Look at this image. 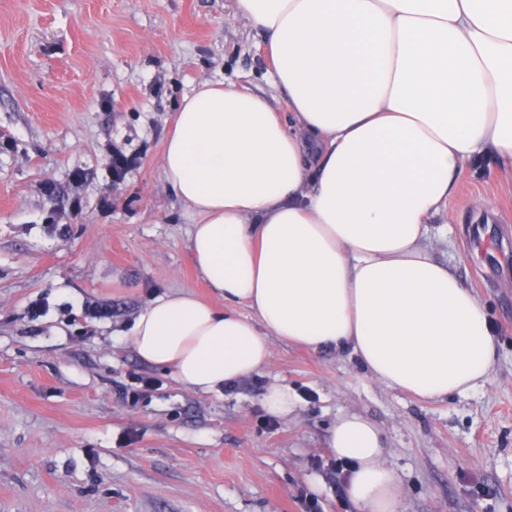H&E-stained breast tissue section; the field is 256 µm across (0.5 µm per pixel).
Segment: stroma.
<instances>
[{"instance_id": "obj_1", "label": "stroma", "mask_w": 512, "mask_h": 512, "mask_svg": "<svg viewBox=\"0 0 512 512\" xmlns=\"http://www.w3.org/2000/svg\"><path fill=\"white\" fill-rule=\"evenodd\" d=\"M288 104L234 0H0V512H356L336 419L383 432L402 512H512V171L468 164L431 252L488 304L497 356L466 396L424 402L351 349L277 341L269 365L203 393L127 341L158 295L221 300L188 249L191 219L160 168L202 81ZM137 164L111 178L106 147ZM82 211L63 215L73 171ZM112 310L80 319L83 302ZM157 386L130 403L134 376ZM291 389L288 417L262 397Z\"/></svg>"}]
</instances>
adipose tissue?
I'll list each match as a JSON object with an SVG mask.
<instances>
[{
	"label": "adipose tissue",
	"instance_id": "ef3b65f1",
	"mask_svg": "<svg viewBox=\"0 0 512 512\" xmlns=\"http://www.w3.org/2000/svg\"><path fill=\"white\" fill-rule=\"evenodd\" d=\"M264 37L287 117L248 87L184 96L160 158L189 248L223 308L156 297L129 341L143 362L214 392L265 368L272 341L348 347L425 399L484 385L487 305L430 249L467 162L512 168V0H236ZM356 512H399L381 430L337 419Z\"/></svg>",
	"mask_w": 512,
	"mask_h": 512
}]
</instances>
